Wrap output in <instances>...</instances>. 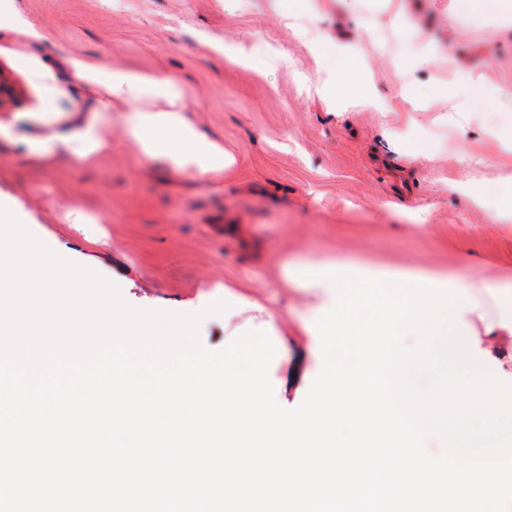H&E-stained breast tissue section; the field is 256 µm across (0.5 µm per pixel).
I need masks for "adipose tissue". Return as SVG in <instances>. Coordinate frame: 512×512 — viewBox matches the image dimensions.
<instances>
[{"label":"adipose tissue","instance_id":"adipose-tissue-1","mask_svg":"<svg viewBox=\"0 0 512 512\" xmlns=\"http://www.w3.org/2000/svg\"><path fill=\"white\" fill-rule=\"evenodd\" d=\"M440 91L452 103L451 118L464 123L467 101H490L479 74H469L464 86L455 83L441 85ZM185 98L180 90L169 91L166 111L152 114L140 112L130 120V132L147 154L159 157L177 168H191L207 174L223 169L224 152L214 142L198 134L182 115Z\"/></svg>","mask_w":512,"mask_h":512}]
</instances>
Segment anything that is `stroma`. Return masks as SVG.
<instances>
[{
  "mask_svg": "<svg viewBox=\"0 0 512 512\" xmlns=\"http://www.w3.org/2000/svg\"><path fill=\"white\" fill-rule=\"evenodd\" d=\"M0 0V201L59 257L116 285L131 307L202 314L212 350L251 330L275 347L268 375L293 409L323 365L304 326L329 306L288 276L333 260L512 282V223L497 224L512 175L495 130L512 128V24L501 0ZM351 45L375 109L319 98L334 43ZM135 69L181 90L184 115L232 162L205 178L144 153L102 87L74 61ZM481 74L467 132L434 85ZM99 114L109 146L76 157L77 125ZM54 141L53 155L29 151ZM477 182L475 203L460 192ZM224 312L206 314L213 297ZM306 378L291 379L295 365Z\"/></svg>",
  "mask_w": 512,
  "mask_h": 512,
  "instance_id": "obj_1",
  "label": "stroma"
}]
</instances>
